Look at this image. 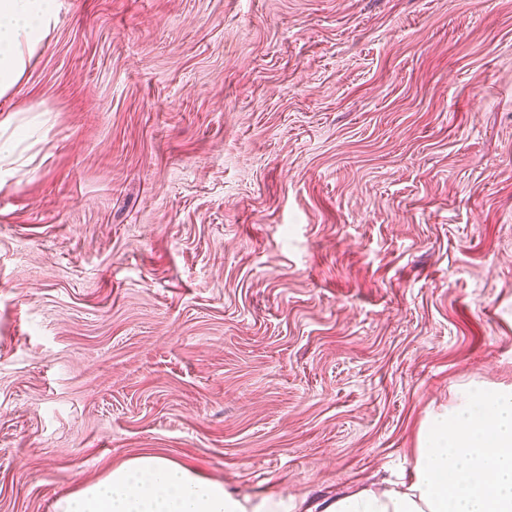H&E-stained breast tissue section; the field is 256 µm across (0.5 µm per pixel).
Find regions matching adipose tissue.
I'll return each mask as SVG.
<instances>
[{
	"mask_svg": "<svg viewBox=\"0 0 512 512\" xmlns=\"http://www.w3.org/2000/svg\"><path fill=\"white\" fill-rule=\"evenodd\" d=\"M57 0H0V96L23 77ZM55 512H296L283 496L239 497L222 481L144 454L59 499ZM322 512H512V391H470L420 435L407 481L361 488Z\"/></svg>",
	"mask_w": 512,
	"mask_h": 512,
	"instance_id": "adipose-tissue-1",
	"label": "adipose tissue"
}]
</instances>
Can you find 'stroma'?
I'll use <instances>...</instances> for the list:
<instances>
[{"label":"stroma","mask_w":512,"mask_h":512,"mask_svg":"<svg viewBox=\"0 0 512 512\" xmlns=\"http://www.w3.org/2000/svg\"><path fill=\"white\" fill-rule=\"evenodd\" d=\"M0 97V512L152 452L406 479L512 386V0H58Z\"/></svg>","instance_id":"stroma-1"}]
</instances>
